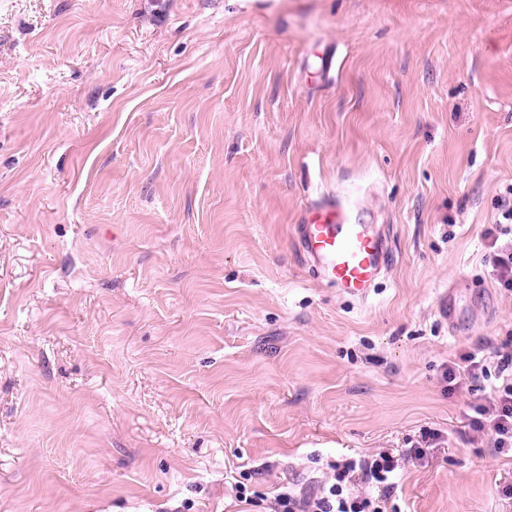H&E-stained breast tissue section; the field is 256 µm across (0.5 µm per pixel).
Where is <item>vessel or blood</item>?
Returning <instances> with one entry per match:
<instances>
[{"mask_svg":"<svg viewBox=\"0 0 512 512\" xmlns=\"http://www.w3.org/2000/svg\"><path fill=\"white\" fill-rule=\"evenodd\" d=\"M298 240L324 278L353 297L365 298L386 264L382 239L354 222L349 207L333 198L323 200L300 225Z\"/></svg>","mask_w":512,"mask_h":512,"instance_id":"vessel-or-blood-1","label":"vessel or blood"}]
</instances>
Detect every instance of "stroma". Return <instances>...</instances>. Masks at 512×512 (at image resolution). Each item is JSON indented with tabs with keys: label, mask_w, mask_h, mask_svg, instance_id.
<instances>
[{
	"label": "stroma",
	"mask_w": 512,
	"mask_h": 512,
	"mask_svg": "<svg viewBox=\"0 0 512 512\" xmlns=\"http://www.w3.org/2000/svg\"><path fill=\"white\" fill-rule=\"evenodd\" d=\"M511 185L512 0H0V512H242L427 433L397 512H512L442 377L512 341ZM327 193L366 300L299 247ZM499 209L498 219L485 230L490 275L504 291H512V192ZM305 222L298 232L302 252L329 283L364 299L386 265L382 239L354 222L349 207L334 197L323 200Z\"/></svg>",
	"instance_id": "1"
}]
</instances>
